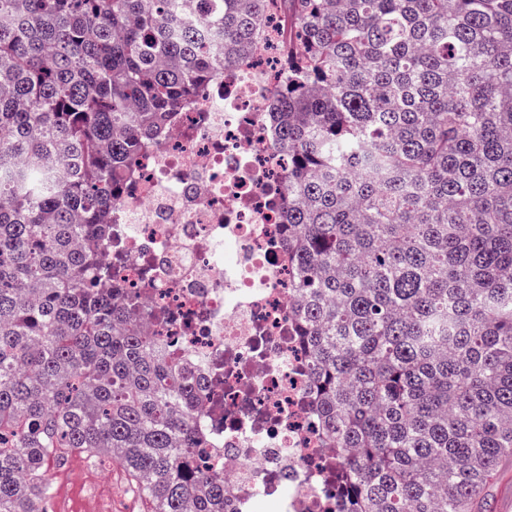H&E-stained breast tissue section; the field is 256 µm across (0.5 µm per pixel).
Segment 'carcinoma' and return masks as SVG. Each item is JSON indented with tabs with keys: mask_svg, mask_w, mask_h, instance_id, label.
<instances>
[{
	"mask_svg": "<svg viewBox=\"0 0 512 512\" xmlns=\"http://www.w3.org/2000/svg\"><path fill=\"white\" fill-rule=\"evenodd\" d=\"M0 0V512L107 457L143 512H225L197 389L105 288L130 161L266 0ZM288 256L346 512H477L512 459V0H285ZM217 36L215 54L205 39Z\"/></svg>",
	"mask_w": 512,
	"mask_h": 512,
	"instance_id": "cac0c4a2",
	"label": "carcinoma"
}]
</instances>
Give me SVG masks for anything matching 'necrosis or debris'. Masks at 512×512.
<instances>
[{"mask_svg":"<svg viewBox=\"0 0 512 512\" xmlns=\"http://www.w3.org/2000/svg\"><path fill=\"white\" fill-rule=\"evenodd\" d=\"M293 41L273 0L262 40L135 157L98 249L145 335L197 384L201 471L223 479L225 512L341 508V455L322 432L273 203L288 154L272 112Z\"/></svg>","mask_w":512,"mask_h":512,"instance_id":"1","label":"necrosis or debris"}]
</instances>
